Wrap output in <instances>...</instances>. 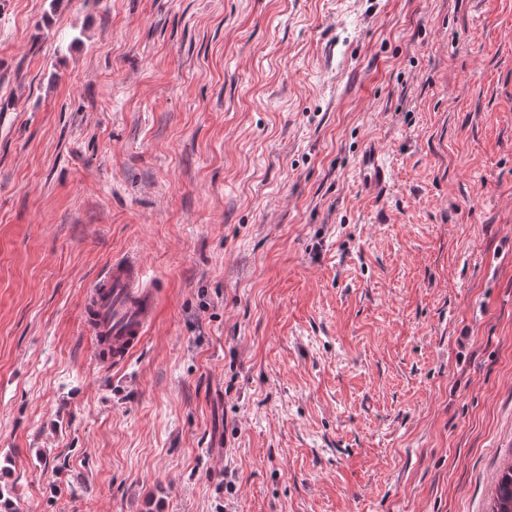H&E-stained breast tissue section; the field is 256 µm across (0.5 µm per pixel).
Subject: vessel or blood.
Returning a JSON list of instances; mask_svg holds the SVG:
<instances>
[{
  "label": "vessel or blood",
  "instance_id": "obj_1",
  "mask_svg": "<svg viewBox=\"0 0 512 512\" xmlns=\"http://www.w3.org/2000/svg\"><path fill=\"white\" fill-rule=\"evenodd\" d=\"M363 185L379 193L386 183V167L376 146L364 148L358 159ZM138 255L113 260L92 285L86 298V323L96 341L97 357L105 365L127 359L140 346L154 319V301L142 284Z\"/></svg>",
  "mask_w": 512,
  "mask_h": 512
}]
</instances>
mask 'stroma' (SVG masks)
<instances>
[{
  "label": "stroma",
  "instance_id": "obj_1",
  "mask_svg": "<svg viewBox=\"0 0 512 512\" xmlns=\"http://www.w3.org/2000/svg\"><path fill=\"white\" fill-rule=\"evenodd\" d=\"M2 112L24 512H490L512 0H0ZM129 250L157 314L107 367L83 298ZM358 170L363 185L372 193H379L386 183V167L375 145L364 148L358 159Z\"/></svg>",
  "mask_w": 512,
  "mask_h": 512
}]
</instances>
